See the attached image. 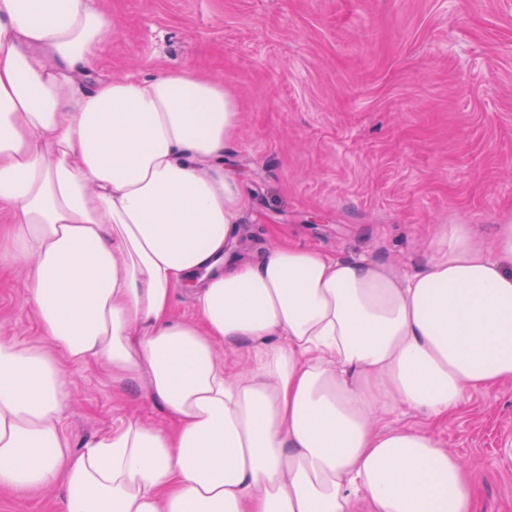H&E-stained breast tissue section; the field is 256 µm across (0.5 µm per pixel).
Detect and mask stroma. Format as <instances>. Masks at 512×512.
Segmentation results:
<instances>
[{
	"label": "stroma",
	"instance_id": "obj_1",
	"mask_svg": "<svg viewBox=\"0 0 512 512\" xmlns=\"http://www.w3.org/2000/svg\"><path fill=\"white\" fill-rule=\"evenodd\" d=\"M112 17L97 75L189 65L238 100L225 152L245 187L237 254L281 237L344 259L423 267L443 225L481 243L512 222V0H101ZM29 263L0 239V336L38 342ZM73 450L158 409L94 366L64 368ZM411 426L483 477L477 512H512V381ZM62 488L0 490V512H60Z\"/></svg>",
	"mask_w": 512,
	"mask_h": 512
}]
</instances>
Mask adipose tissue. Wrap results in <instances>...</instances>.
<instances>
[{"instance_id":"adipose-tissue-1","label":"adipose tissue","mask_w":512,"mask_h":512,"mask_svg":"<svg viewBox=\"0 0 512 512\" xmlns=\"http://www.w3.org/2000/svg\"><path fill=\"white\" fill-rule=\"evenodd\" d=\"M111 33L97 0H0V210L43 336L0 338V487L62 484V512H476L461 457L374 425L512 380V223L485 248L448 225L403 274L287 239L237 259L234 96L190 66L90 80ZM66 362L163 424L73 451ZM203 273L198 274L193 281L184 283L179 288H176L174 293V312L179 317H189L192 314V289L196 288L198 280Z\"/></svg>"}]
</instances>
